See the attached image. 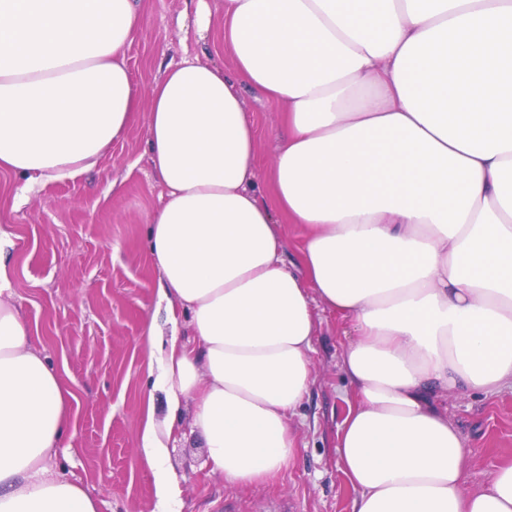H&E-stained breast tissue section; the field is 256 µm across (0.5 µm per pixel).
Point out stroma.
I'll return each instance as SVG.
<instances>
[{
    "label": "stroma",
    "instance_id": "35a3bbf8",
    "mask_svg": "<svg viewBox=\"0 0 512 512\" xmlns=\"http://www.w3.org/2000/svg\"><path fill=\"white\" fill-rule=\"evenodd\" d=\"M208 32L194 26L195 0H140L139 31L126 51L131 78L146 91L166 64L195 56L232 67L230 51H216L218 0ZM256 129L254 180L270 192V172L281 143V114L258 92L245 91ZM148 124L139 113L125 137L93 169L73 180L26 188L0 173V229L13 245L14 302L32 331V345L59 371L77 397L71 423L53 460L99 505V512H156L152 473L142 458V423L154 409L164 463L178 482V512H351L356 495L341 470L338 433L354 403L341 367L354 339L349 320L315 305L313 382L292 417L298 452L269 484L231 488L207 474V451L191 431L193 403L175 424L166 421L156 380L160 361L148 358L150 334L171 327L157 297L159 273L148 251V214L158 204V182L148 163ZM470 452L467 487L479 488L496 466L512 462V389L484 395L449 393L441 400Z\"/></svg>",
    "mask_w": 512,
    "mask_h": 512
}]
</instances>
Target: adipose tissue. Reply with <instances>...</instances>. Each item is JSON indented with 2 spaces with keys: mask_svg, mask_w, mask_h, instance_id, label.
I'll use <instances>...</instances> for the list:
<instances>
[{
  "mask_svg": "<svg viewBox=\"0 0 512 512\" xmlns=\"http://www.w3.org/2000/svg\"><path fill=\"white\" fill-rule=\"evenodd\" d=\"M220 3L232 69L186 56L143 96L126 62L137 0H0V171L77 177L147 110L158 295L196 341H169L167 419L194 401L225 485L292 464L318 302L355 333L338 444L351 512H512V463L467 488L438 405L512 387V0ZM248 88L282 108L270 201ZM278 214L308 229L297 266ZM10 244L0 232V512H98L51 465L71 395L29 345ZM140 453L171 512L153 419Z\"/></svg>",
  "mask_w": 512,
  "mask_h": 512,
  "instance_id": "1",
  "label": "adipose tissue"
}]
</instances>
